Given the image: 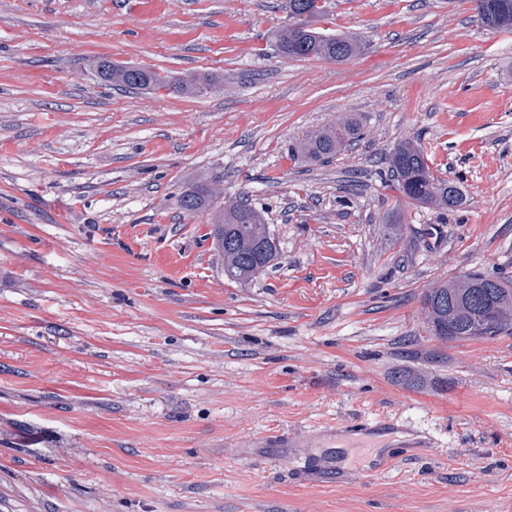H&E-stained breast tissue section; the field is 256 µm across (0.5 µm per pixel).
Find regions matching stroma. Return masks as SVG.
<instances>
[{"label": "stroma", "instance_id": "1", "mask_svg": "<svg viewBox=\"0 0 512 512\" xmlns=\"http://www.w3.org/2000/svg\"><path fill=\"white\" fill-rule=\"evenodd\" d=\"M325 5L362 53L281 57L283 0H0V512H512V334L443 341L421 304L512 280V32ZM345 115L356 145L298 153ZM406 139L462 205L398 199ZM216 171L279 251L246 285L178 204ZM96 70L101 80L109 86L132 90L164 89L168 94L189 96L201 92L210 86L209 79L189 76L182 79L169 80L158 73L137 66L112 63L105 58L99 60Z\"/></svg>", "mask_w": 512, "mask_h": 512}]
</instances>
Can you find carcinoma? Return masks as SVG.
<instances>
[{
    "mask_svg": "<svg viewBox=\"0 0 512 512\" xmlns=\"http://www.w3.org/2000/svg\"><path fill=\"white\" fill-rule=\"evenodd\" d=\"M292 23L274 33L275 50L287 58L343 61L361 52V43L344 33H327L314 26L324 13L320 0H285ZM483 10L482 25L494 31H512V0H475ZM96 70L109 86L132 90L164 89L179 96L193 95L209 86V79L189 76L169 80L137 66L117 64L105 58ZM361 137L360 127L351 120L306 139L299 151L314 164H321ZM392 187L413 204L451 209L462 195L456 183L435 176L420 147L409 140L400 142L390 154ZM224 175L205 178L185 191L178 203H190L192 212L210 215L213 243L224 263V277L239 284L258 277L260 246L276 248L269 225L247 202L218 201L214 183ZM426 323L432 335L448 341L494 338L512 330V282L480 273H464L444 280L423 295Z\"/></svg>",
    "mask_w": 512,
    "mask_h": 512,
    "instance_id": "cac0c4a2",
    "label": "carcinoma"
}]
</instances>
